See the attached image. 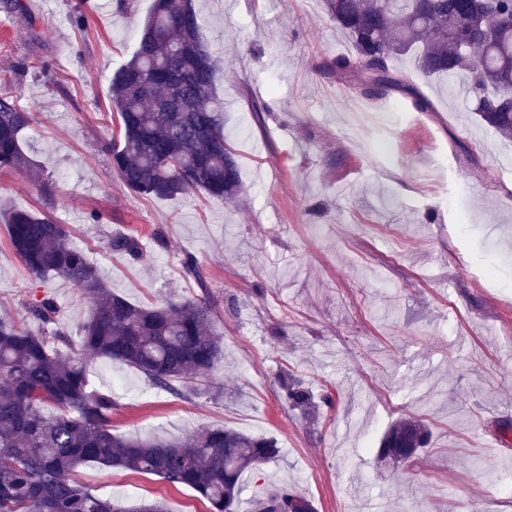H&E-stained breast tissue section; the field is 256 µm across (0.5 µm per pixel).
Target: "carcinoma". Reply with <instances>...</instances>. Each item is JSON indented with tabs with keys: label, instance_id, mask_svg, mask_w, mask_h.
Here are the masks:
<instances>
[{
	"label": "carcinoma",
	"instance_id": "cac0c4a2",
	"mask_svg": "<svg viewBox=\"0 0 512 512\" xmlns=\"http://www.w3.org/2000/svg\"><path fill=\"white\" fill-rule=\"evenodd\" d=\"M324 7L353 45L352 54L333 61L336 75L359 77L368 95L405 91L421 112L433 110L432 103L405 73H391L389 61L408 58L427 78L461 77L458 92L480 120L512 139V28L488 39L482 29L465 25L469 0H324ZM456 33L471 40L475 54L462 51ZM219 69L193 0H153L136 51L111 78L119 141L110 153L126 189L158 199L197 190L223 200L238 194L224 100L215 92ZM30 119L12 95H0V169L29 165L22 133ZM7 229L36 279L65 277L92 306L75 336L59 322L48 294L26 304L38 330L0 319V512H129L75 479L87 463L153 474L194 490L208 512H238L240 479L280 456L275 438L230 428L177 441L117 435L112 393L90 384L82 359L87 353L111 359L179 395L186 380L206 378L219 357L222 338L211 310L191 299L146 305L112 292L86 254L69 243L67 226L45 213L12 210ZM108 245L139 258L133 236L116 235ZM281 388L289 406H312L299 380L286 376ZM428 439L421 421L404 418L384 436L378 459L406 463ZM257 512L314 508L283 487L259 499Z\"/></svg>",
	"mask_w": 512,
	"mask_h": 512
}]
</instances>
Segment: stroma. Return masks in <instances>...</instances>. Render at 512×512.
Masks as SVG:
<instances>
[{"label": "stroma", "instance_id": "stroma-1", "mask_svg": "<svg viewBox=\"0 0 512 512\" xmlns=\"http://www.w3.org/2000/svg\"><path fill=\"white\" fill-rule=\"evenodd\" d=\"M0 9V86L32 120L30 165L0 170V199L44 211L70 230L105 284L131 301L205 300L222 336L207 378L183 395L89 355L90 382L111 389L114 433L179 438L208 428L275 438L277 460L244 473L239 512L290 486L314 512H512V140L479 123L447 81L409 72L433 111L409 95L369 97L325 65L350 53L323 0H197L220 59L216 92L241 192L155 199L128 191L112 167L110 79L135 49L152 0H25ZM103 216L90 221L91 213ZM129 234L139 259L107 248ZM197 261L195 271L185 266ZM34 278L0 223V318L34 328ZM62 323L89 299L49 278ZM291 374L314 397V421L287 406ZM430 437L413 461L378 462L403 417ZM77 479L134 508L207 512L197 494L150 474L89 463Z\"/></svg>", "mask_w": 512, "mask_h": 512}]
</instances>
